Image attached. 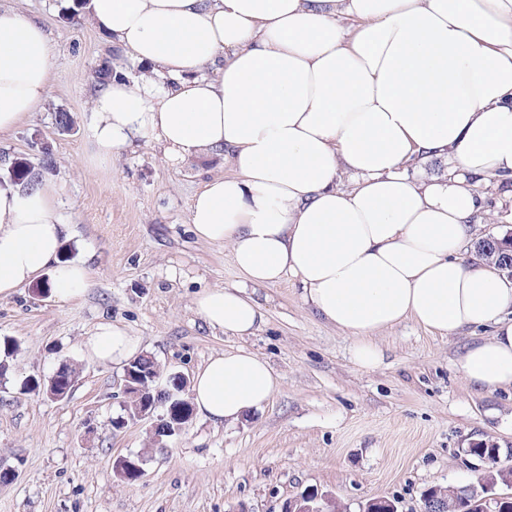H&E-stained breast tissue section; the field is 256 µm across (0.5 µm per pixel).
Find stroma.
I'll list each match as a JSON object with an SVG mask.
<instances>
[{
	"mask_svg": "<svg viewBox=\"0 0 512 512\" xmlns=\"http://www.w3.org/2000/svg\"><path fill=\"white\" fill-rule=\"evenodd\" d=\"M79 4L0 0L42 23L53 47L45 102L0 138V183L18 157L54 180L72 231L62 255L88 268L75 301L30 287L0 298V341L20 345L0 379V466L19 471L0 486V512H281L312 487L344 512L377 497L396 500L398 512H419L428 488L472 480L467 448H512V388L473 390L459 369L464 347L491 328L443 337L404 321L378 333L383 363L366 370L353 360L352 339L315 315L295 282L257 289L264 323L252 336L202 320L197 293L244 281L229 248L198 240L188 224L194 193L230 167L220 155L169 163L144 137L111 162L92 163L87 125L98 71L140 68ZM61 111L70 117L65 131ZM103 321L140 337L165 372L189 378L210 356L244 348L270 362L280 386L247 419L216 426L195 414L181 434L149 445V422L111 424L124 408L123 366L82 352L84 336ZM64 360L77 365L79 379L55 401L32 383ZM127 455L143 460L134 483L112 470Z\"/></svg>",
	"mask_w": 512,
	"mask_h": 512,
	"instance_id": "stroma-1",
	"label": "stroma"
}]
</instances>
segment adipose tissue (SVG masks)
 I'll return each instance as SVG.
<instances>
[{"mask_svg":"<svg viewBox=\"0 0 512 512\" xmlns=\"http://www.w3.org/2000/svg\"><path fill=\"white\" fill-rule=\"evenodd\" d=\"M102 33L145 72H116L93 98L96 161L153 137L172 162L216 154L189 208L201 241L229 247L242 288L194 301L211 327L261 325L248 287L298 281L305 303L376 368L377 332L411 319L453 334L494 327L460 357L479 390L512 387V280L459 252L488 212L475 184L512 199V0H85ZM44 26L0 6V136L47 96ZM443 163L413 180L411 157ZM352 189L338 185L342 175ZM58 186H0V297L42 275L61 300L86 289L84 263H60ZM99 363L140 352L109 322L82 342ZM280 379L239 348L210 357L191 397L219 425L259 411Z\"/></svg>","mask_w":512,"mask_h":512,"instance_id":"obj_1","label":"adipose tissue"}]
</instances>
